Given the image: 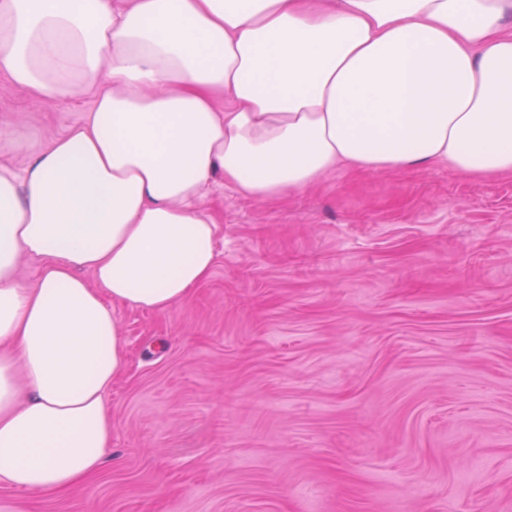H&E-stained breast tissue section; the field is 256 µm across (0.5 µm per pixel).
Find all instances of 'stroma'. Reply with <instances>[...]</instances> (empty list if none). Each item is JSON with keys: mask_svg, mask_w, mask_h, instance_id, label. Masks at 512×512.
Returning a JSON list of instances; mask_svg holds the SVG:
<instances>
[{"mask_svg": "<svg viewBox=\"0 0 512 512\" xmlns=\"http://www.w3.org/2000/svg\"><path fill=\"white\" fill-rule=\"evenodd\" d=\"M0 76V136L48 145ZM211 276L118 307L112 455L78 491L0 485V512H512V173L339 167L256 200L215 178Z\"/></svg>", "mask_w": 512, "mask_h": 512, "instance_id": "obj_1", "label": "stroma"}]
</instances>
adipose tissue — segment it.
Wrapping results in <instances>:
<instances>
[{"mask_svg":"<svg viewBox=\"0 0 512 512\" xmlns=\"http://www.w3.org/2000/svg\"><path fill=\"white\" fill-rule=\"evenodd\" d=\"M510 16L512 0H0V74L40 104L94 98L22 171L0 166V483L68 493L109 459L115 307L164 312L209 278L214 175L274 199L341 166L512 172Z\"/></svg>","mask_w":512,"mask_h":512,"instance_id":"adipose-tissue-1","label":"adipose tissue"}]
</instances>
